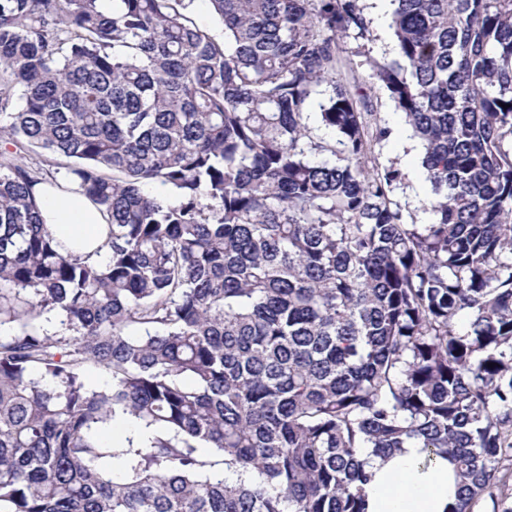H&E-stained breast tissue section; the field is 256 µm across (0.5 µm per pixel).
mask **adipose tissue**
I'll return each instance as SVG.
<instances>
[{
    "label": "adipose tissue",
    "instance_id": "adipose-tissue-1",
    "mask_svg": "<svg viewBox=\"0 0 512 512\" xmlns=\"http://www.w3.org/2000/svg\"><path fill=\"white\" fill-rule=\"evenodd\" d=\"M41 218L53 235L74 254L91 255L107 236V217L72 183L37 188ZM372 475L363 489L366 512H452L458 499L453 465L428 458L417 443L391 457L363 451Z\"/></svg>",
    "mask_w": 512,
    "mask_h": 512
}]
</instances>
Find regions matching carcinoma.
<instances>
[{
  "instance_id": "carcinoma-1",
  "label": "carcinoma",
  "mask_w": 512,
  "mask_h": 512,
  "mask_svg": "<svg viewBox=\"0 0 512 512\" xmlns=\"http://www.w3.org/2000/svg\"><path fill=\"white\" fill-rule=\"evenodd\" d=\"M104 2L0 0V140L109 221L105 259L63 253L0 152V512H364L360 451L411 440L475 512L512 462V0H391L371 78L429 224L345 69L360 0H209L222 42L185 0ZM364 13L370 20L371 36L369 40H355L352 37L343 44V57L351 62L359 81L365 84L374 108L372 118L386 127L389 137L376 146L382 167L397 169L402 182L395 191L394 200L401 205L404 221L407 224H429L433 215L425 210L424 204L433 197L431 185L425 179L421 158L400 141V134L409 126L405 114L397 109L388 94L370 79L367 58H391L394 56V40L389 29L388 18L381 22L374 10L371 0H362Z\"/></svg>"
}]
</instances>
